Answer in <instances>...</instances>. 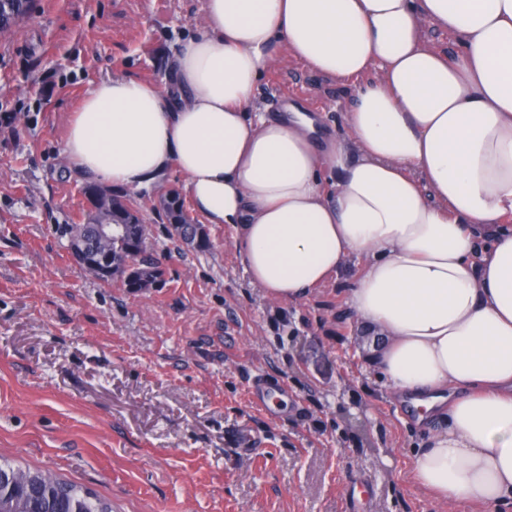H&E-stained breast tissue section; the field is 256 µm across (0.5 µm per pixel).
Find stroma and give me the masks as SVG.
<instances>
[{"label":"stroma","instance_id":"obj_1","mask_svg":"<svg viewBox=\"0 0 512 512\" xmlns=\"http://www.w3.org/2000/svg\"><path fill=\"white\" fill-rule=\"evenodd\" d=\"M203 0H34L0 39V459L83 485L112 512H470L413 478L430 435L395 400L375 333L347 304L363 270L299 303L250 284L233 231L187 245L136 199L167 267L145 295L92 279L67 250L84 180L62 149L87 92L166 83ZM354 84L282 57L258 106L321 115L346 138ZM249 427L257 450L230 434Z\"/></svg>","mask_w":512,"mask_h":512}]
</instances>
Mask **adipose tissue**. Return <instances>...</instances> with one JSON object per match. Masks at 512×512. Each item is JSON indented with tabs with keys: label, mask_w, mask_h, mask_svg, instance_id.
<instances>
[{
	"label": "adipose tissue",
	"mask_w": 512,
	"mask_h": 512,
	"mask_svg": "<svg viewBox=\"0 0 512 512\" xmlns=\"http://www.w3.org/2000/svg\"><path fill=\"white\" fill-rule=\"evenodd\" d=\"M429 26L455 51L431 47ZM281 49L355 80L346 139L307 112L259 111ZM63 154L117 190L177 166L271 299L363 260L348 304L385 338L391 391L435 425L416 484L471 512L512 503V0H204L166 87L99 82Z\"/></svg>",
	"instance_id": "obj_1"
}]
</instances>
